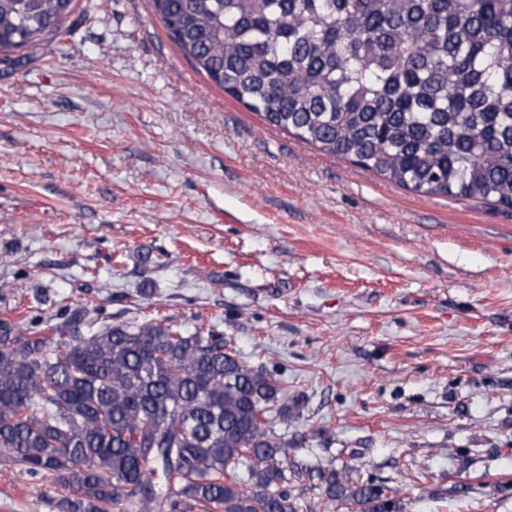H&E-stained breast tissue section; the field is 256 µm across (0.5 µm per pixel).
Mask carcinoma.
<instances>
[{"label": "carcinoma", "mask_w": 512, "mask_h": 512, "mask_svg": "<svg viewBox=\"0 0 512 512\" xmlns=\"http://www.w3.org/2000/svg\"><path fill=\"white\" fill-rule=\"evenodd\" d=\"M153 2L269 124L415 192L512 207V0ZM73 9L0 0V62ZM299 406L215 329L114 325L102 306L0 320V457L75 483L64 512H297L288 481L304 477L394 512L381 486L298 459L282 427Z\"/></svg>", "instance_id": "1"}]
</instances>
